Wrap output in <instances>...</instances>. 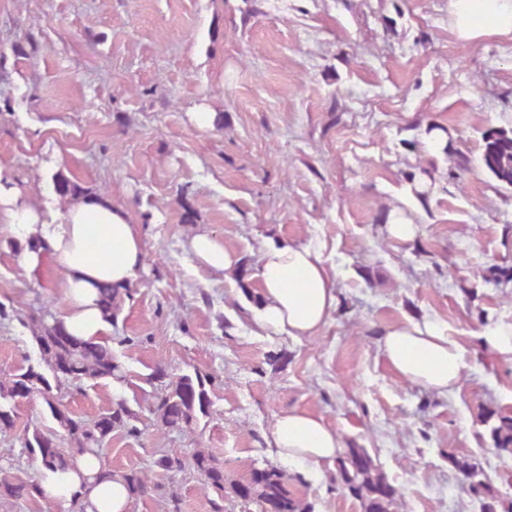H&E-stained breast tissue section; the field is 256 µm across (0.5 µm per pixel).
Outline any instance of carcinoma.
I'll list each match as a JSON object with an SVG mask.
<instances>
[{
    "mask_svg": "<svg viewBox=\"0 0 512 512\" xmlns=\"http://www.w3.org/2000/svg\"><path fill=\"white\" fill-rule=\"evenodd\" d=\"M482 161L486 169L500 182L512 186V136L500 130L485 136ZM57 194L67 198L80 192V187L61 173L53 178ZM102 313L107 323L112 322L120 309V292L106 288L101 294ZM63 322L56 313L48 310L33 323L32 338L36 344L38 366H29L18 373L0 377V432L14 428L17 404L35 393L42 396L52 418L70 439V447H61L57 433L39 427L23 429L25 447L40 462V466L53 474L64 476L71 472L80 480L79 489L71 493L68 512H86L87 490L112 476V471L99 470L91 476L80 468L85 456L101 459L105 442L112 433H132L135 418L127 400L118 397L97 419L87 421L68 411L62 403L63 390L73 386L99 380L123 381L125 371L112 355V349L104 343L67 340L61 337ZM149 385L159 383L154 412L162 424L170 429L181 430L197 422L198 415H207L210 399L206 383L210 378L199 373L192 376H173L163 367H158L147 378ZM194 468L205 477L206 485L218 495L224 493V470L212 457L202 450L192 454ZM342 473L349 475L348 481L357 496L364 501L366 512H389L395 494L388 491V484L380 475L368 454L360 448L349 450L340 463ZM129 496L144 492L145 478L138 472L121 473ZM285 474L272 466L265 469L262 482L254 488L256 498L276 504L288 502L299 512V503L288 498L284 487ZM26 494L38 501H48L43 493L41 481L24 482L12 475V467L0 462V498Z\"/></svg>",
    "mask_w": 512,
    "mask_h": 512,
    "instance_id": "carcinoma-1",
    "label": "carcinoma"
}]
</instances>
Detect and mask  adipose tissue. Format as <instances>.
I'll use <instances>...</instances> for the list:
<instances>
[{
	"instance_id": "ef3b65f1",
	"label": "adipose tissue",
	"mask_w": 512,
	"mask_h": 512,
	"mask_svg": "<svg viewBox=\"0 0 512 512\" xmlns=\"http://www.w3.org/2000/svg\"><path fill=\"white\" fill-rule=\"evenodd\" d=\"M448 9L460 39L512 33V0H449ZM0 221L35 243L18 255L19 266L36 268L48 255L63 272L67 331L97 340L105 329L101 289L129 285L144 263L141 240L124 211L88 192L46 220L42 208L0 166ZM189 249L213 271L230 270L238 262L234 252L206 233L194 235ZM260 276L253 317L265 334L294 339L315 335L336 307L335 278L320 247L269 242L260 251ZM380 350L404 380L442 394L456 389L466 367L460 344L427 321L408 319L387 329ZM271 452L283 462L318 466L342 455L344 444L322 416L290 409L275 417Z\"/></svg>"
}]
</instances>
